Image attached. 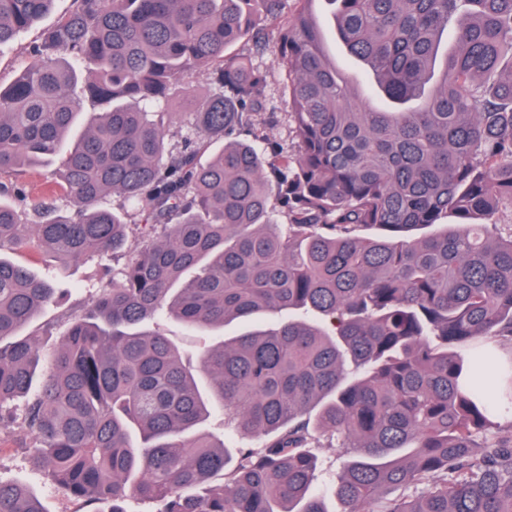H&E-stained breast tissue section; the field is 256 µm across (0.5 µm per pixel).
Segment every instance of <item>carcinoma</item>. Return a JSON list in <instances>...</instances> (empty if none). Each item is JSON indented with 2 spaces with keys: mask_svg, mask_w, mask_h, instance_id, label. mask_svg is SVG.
<instances>
[{
  "mask_svg": "<svg viewBox=\"0 0 512 512\" xmlns=\"http://www.w3.org/2000/svg\"><path fill=\"white\" fill-rule=\"evenodd\" d=\"M53 2L0 0V45ZM295 2L286 17L284 0H74L0 86V428L91 512H329V496L341 512H512V234L495 221L512 210V0H330L389 110L360 103L312 0ZM272 32L293 153L244 138ZM210 63L215 92L164 111ZM86 101L104 111L81 126ZM48 164V189L17 208L24 169ZM113 195L141 206L148 243L43 369L20 331L60 276L9 254L37 248L61 272L116 252ZM165 313L198 330L274 321L193 367L150 328ZM216 410L261 446L230 454L201 430ZM318 434L347 456L325 490ZM0 512L45 509L0 481Z\"/></svg>",
  "mask_w": 512,
  "mask_h": 512,
  "instance_id": "1",
  "label": "carcinoma"
}]
</instances>
